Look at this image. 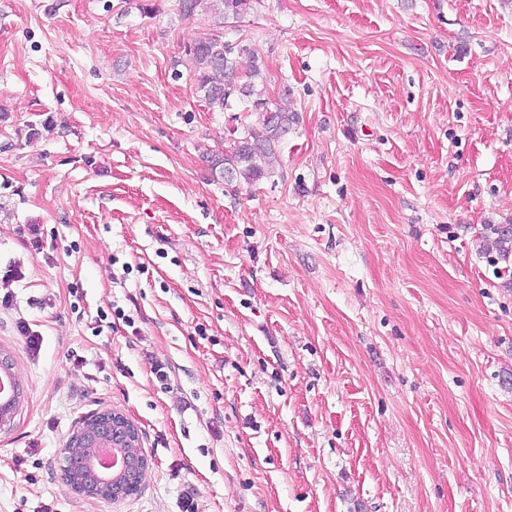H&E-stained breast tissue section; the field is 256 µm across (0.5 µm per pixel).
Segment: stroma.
Masks as SVG:
<instances>
[{
  "instance_id": "1",
  "label": "stroma",
  "mask_w": 512,
  "mask_h": 512,
  "mask_svg": "<svg viewBox=\"0 0 512 512\" xmlns=\"http://www.w3.org/2000/svg\"><path fill=\"white\" fill-rule=\"evenodd\" d=\"M215 31L0 0V512H512V260L477 246L512 221V0H252L220 31L300 116L254 184L206 163L258 120L195 91ZM101 410L149 462L118 501L61 479Z\"/></svg>"
}]
</instances>
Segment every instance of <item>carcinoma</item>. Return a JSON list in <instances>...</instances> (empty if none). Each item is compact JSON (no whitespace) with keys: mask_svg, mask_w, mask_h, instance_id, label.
I'll use <instances>...</instances> for the list:
<instances>
[{"mask_svg":"<svg viewBox=\"0 0 512 512\" xmlns=\"http://www.w3.org/2000/svg\"><path fill=\"white\" fill-rule=\"evenodd\" d=\"M252 0H178V9L184 15L197 13L213 15L226 23L238 21L251 8ZM251 68L244 72L240 55L232 44L219 34H210L191 40L185 51L195 64V90L213 108L222 112L232 104L245 105L249 112L259 113L257 125L247 128L230 150L214 155L208 168L215 180L247 183L271 176L279 158V147L298 122V115L270 102L266 95L258 52L246 46ZM484 253L501 260L512 256V222L486 224L480 233ZM79 446L64 456L62 477H71L82 485L93 488L105 486L102 498L115 500L136 495L140 491L145 469L142 467L141 442L133 443L125 431L112 424V417L102 418L90 426L79 424ZM126 458L123 470L102 480L101 473L89 462L92 449L102 442Z\"/></svg>","mask_w":512,"mask_h":512,"instance_id":"obj_1","label":"carcinoma"}]
</instances>
